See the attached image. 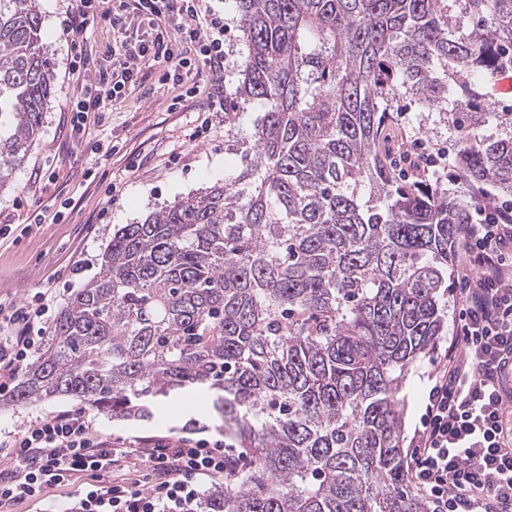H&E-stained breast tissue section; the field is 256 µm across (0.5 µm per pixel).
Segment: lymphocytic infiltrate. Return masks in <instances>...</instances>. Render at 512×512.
Masks as SVG:
<instances>
[{
	"instance_id": "obj_1",
	"label": "lymphocytic infiltrate",
	"mask_w": 512,
	"mask_h": 512,
	"mask_svg": "<svg viewBox=\"0 0 512 512\" xmlns=\"http://www.w3.org/2000/svg\"><path fill=\"white\" fill-rule=\"evenodd\" d=\"M150 40L131 43V19ZM107 24L105 50L86 34ZM73 45L76 92L65 101L72 129L89 136V116L126 100L146 69H163L182 91L172 109H224V19L206 0H77L61 22ZM115 61L107 68L106 59ZM454 282L456 330L431 376L425 412L407 452L414 491L434 512H512V201L474 203L459 227ZM44 293L0 303V395L11 392L40 348L49 307ZM0 512L40 499L46 489L90 477L77 512H188L202 479L224 475V443L205 438L96 435L84 412L61 410L0 440ZM145 472L143 482L105 484L116 467Z\"/></svg>"
}]
</instances>
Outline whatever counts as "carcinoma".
I'll list each match as a JSON object with an SVG mask.
<instances>
[{"instance_id":"1","label":"carcinoma","mask_w":512,"mask_h":512,"mask_svg":"<svg viewBox=\"0 0 512 512\" xmlns=\"http://www.w3.org/2000/svg\"><path fill=\"white\" fill-rule=\"evenodd\" d=\"M246 52L224 100L262 111L238 174L127 224L55 318L11 406L77 397L152 415L213 394L224 486L202 512H430L399 393L443 335L468 208L387 162L390 99L448 116L456 169L512 194V133L468 75L512 73V0H235ZM38 0H0V186L54 96Z\"/></svg>"}]
</instances>
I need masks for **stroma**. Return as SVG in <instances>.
Here are the masks:
<instances>
[{"mask_svg": "<svg viewBox=\"0 0 512 512\" xmlns=\"http://www.w3.org/2000/svg\"><path fill=\"white\" fill-rule=\"evenodd\" d=\"M75 0H39L43 18L42 38L54 63L60 99L44 112L42 131L29 158L13 173L12 181L0 188V222L11 225L12 238L0 241V299L23 302L38 291H49L53 312H60L70 296L101 273V258L115 231L137 224L152 212L205 187L223 183L226 176L243 167V153L229 142L224 115L212 116L213 130L200 140L189 135L197 124V113L170 110L178 86L149 71L145 88L122 102L113 103L92 127L91 140L71 130V115L61 99L72 92L75 81L68 64L71 43L61 34L62 13ZM224 16V51L228 67L224 73L228 91H235V64L243 49L241 22L234 0H211ZM388 113L392 148L412 150L414 139L456 152V132L437 112L420 111L408 97L396 98ZM45 174L38 183L29 177L37 169ZM95 179H88L86 170ZM41 222H34V215ZM87 261L85 271L71 280L54 278L55 270L76 261ZM450 341L442 336L429 357L411 369L400 393L405 406V437H412L425 411V397L434 365ZM185 391L162 399L166 419L127 420L89 405L60 398L14 409L0 408V432H14L30 422L43 420L66 409L84 411L95 433L133 437L179 436L198 433L209 440L223 438L221 422L209 413L211 397L198 393L197 407L184 403Z\"/></svg>", "mask_w": 512, "mask_h": 512, "instance_id": "stroma-1", "label": "stroma"}]
</instances>
